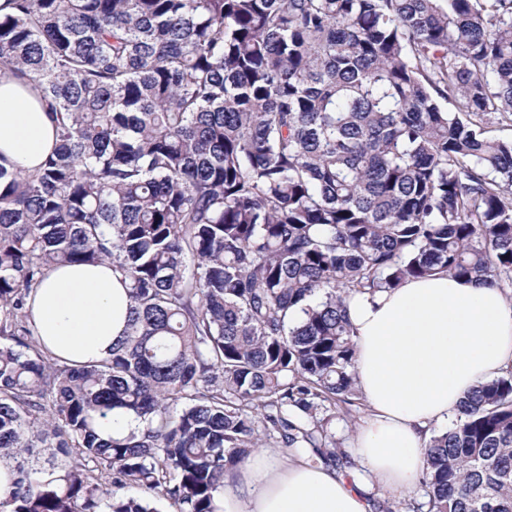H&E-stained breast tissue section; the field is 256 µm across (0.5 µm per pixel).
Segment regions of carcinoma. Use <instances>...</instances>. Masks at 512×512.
<instances>
[{
  "instance_id": "carcinoma-1",
  "label": "carcinoma",
  "mask_w": 512,
  "mask_h": 512,
  "mask_svg": "<svg viewBox=\"0 0 512 512\" xmlns=\"http://www.w3.org/2000/svg\"><path fill=\"white\" fill-rule=\"evenodd\" d=\"M0 70L58 141L0 162V512H224L260 433L336 462L347 301L448 273L512 288V0H10ZM112 263L130 319L62 360L25 308ZM118 411L139 426L103 437ZM430 512H512V371L426 444Z\"/></svg>"
}]
</instances>
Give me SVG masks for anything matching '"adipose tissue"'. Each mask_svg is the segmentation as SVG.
<instances>
[{
    "label": "adipose tissue",
    "mask_w": 512,
    "mask_h": 512,
    "mask_svg": "<svg viewBox=\"0 0 512 512\" xmlns=\"http://www.w3.org/2000/svg\"><path fill=\"white\" fill-rule=\"evenodd\" d=\"M55 144L38 91L0 75V158L34 171ZM112 266L57 265L29 298L30 319L53 355L106 357L129 315ZM357 387L368 416L356 458L340 469L262 450L224 476V512H373L370 484L407 496L424 467L429 425L455 415L477 385L512 368V299L501 288L441 273L347 302Z\"/></svg>",
    "instance_id": "obj_1"
}]
</instances>
